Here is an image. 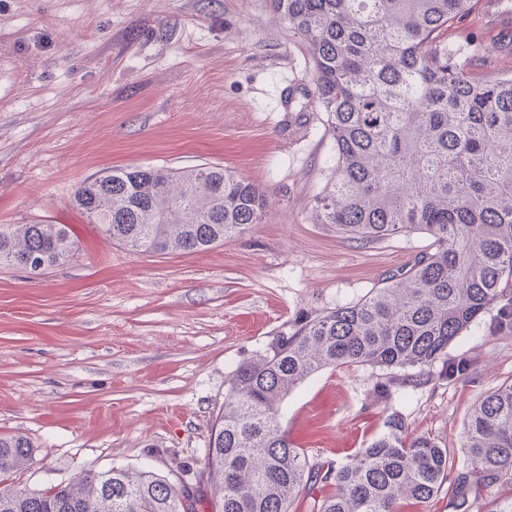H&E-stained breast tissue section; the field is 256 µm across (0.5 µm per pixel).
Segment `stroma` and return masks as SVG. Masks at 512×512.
I'll return each mask as SVG.
<instances>
[{
	"instance_id": "35a3bbf8",
	"label": "stroma",
	"mask_w": 512,
	"mask_h": 512,
	"mask_svg": "<svg viewBox=\"0 0 512 512\" xmlns=\"http://www.w3.org/2000/svg\"><path fill=\"white\" fill-rule=\"evenodd\" d=\"M474 0L445 38L480 43L482 78L512 73V19ZM301 37L270 0H0V224L49 219L73 258L0 266V435L32 459L19 485L151 470L192 480L224 387L305 316L364 297L431 249L426 233L362 242L318 223L333 176L328 115ZM233 171L269 198L260 223L208 251L131 252L73 208L111 167ZM512 282L448 348L451 377L327 368L281 405L310 463L342 465L399 413L462 467L469 410L512 382Z\"/></svg>"
}]
</instances>
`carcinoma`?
Masks as SVG:
<instances>
[{"label": "carcinoma", "instance_id": "cac0c4a2", "mask_svg": "<svg viewBox=\"0 0 512 512\" xmlns=\"http://www.w3.org/2000/svg\"><path fill=\"white\" fill-rule=\"evenodd\" d=\"M312 59L315 97L328 112L334 179L317 219L354 240L415 230L432 251L406 272L284 334L240 364L211 426L193 484L211 512H291L307 485L335 486L312 512H399L459 488L512 477V383L469 412L454 472L448 449L411 436L402 415L348 463L308 466L281 429L284 399L331 366L414 369L448 362V345L496 303L512 279V76L472 79L479 48L448 47V23L472 0H272ZM74 206L103 235L134 252L208 250L262 219L268 198L222 167L113 168L75 192ZM65 224H0V264L33 275L66 262ZM22 436L0 437V512H185L183 487L152 472L112 468L40 490L11 477L31 460Z\"/></svg>", "mask_w": 512, "mask_h": 512}]
</instances>
